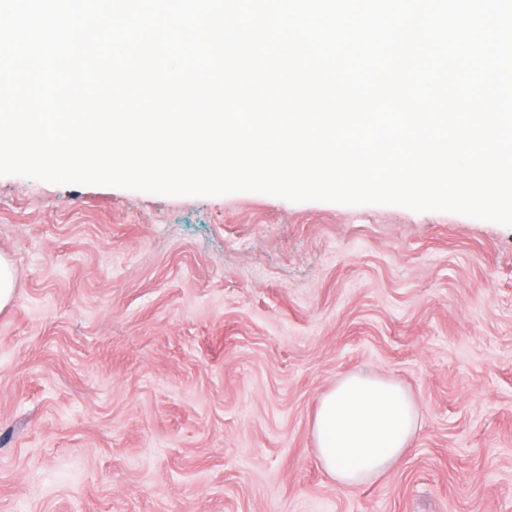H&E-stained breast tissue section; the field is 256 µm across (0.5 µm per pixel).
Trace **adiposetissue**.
I'll return each instance as SVG.
<instances>
[{"instance_id":"adipose-tissue-1","label":"adipose tissue","mask_w":512,"mask_h":512,"mask_svg":"<svg viewBox=\"0 0 512 512\" xmlns=\"http://www.w3.org/2000/svg\"><path fill=\"white\" fill-rule=\"evenodd\" d=\"M418 429L417 406L398 383L360 373L336 381L313 421L319 460L340 489L386 473Z\"/></svg>"}]
</instances>
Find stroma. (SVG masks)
I'll list each match as a JSON object with an SVG mask.
<instances>
[{
  "label": "stroma",
  "mask_w": 512,
  "mask_h": 512,
  "mask_svg": "<svg viewBox=\"0 0 512 512\" xmlns=\"http://www.w3.org/2000/svg\"><path fill=\"white\" fill-rule=\"evenodd\" d=\"M0 512H512V227L0 176ZM393 379L419 430L339 489L311 423ZM14 274L10 261L0 257V310L10 304L14 295Z\"/></svg>",
  "instance_id": "stroma-1"
}]
</instances>
